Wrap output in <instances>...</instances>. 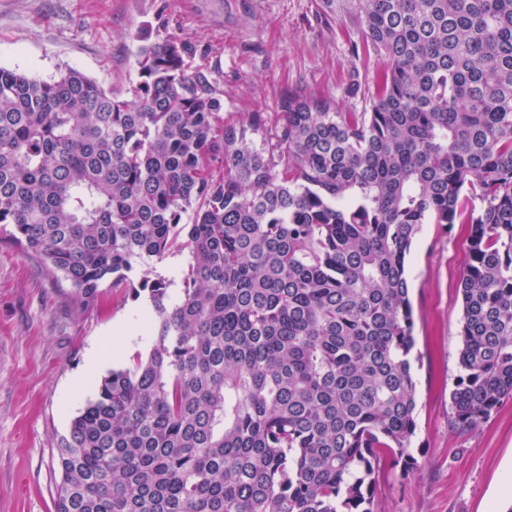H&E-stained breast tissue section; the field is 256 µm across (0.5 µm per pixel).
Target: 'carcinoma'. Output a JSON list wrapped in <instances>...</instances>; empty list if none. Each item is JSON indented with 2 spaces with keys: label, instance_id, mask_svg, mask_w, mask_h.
I'll use <instances>...</instances> for the list:
<instances>
[{
  "label": "carcinoma",
  "instance_id": "1",
  "mask_svg": "<svg viewBox=\"0 0 512 512\" xmlns=\"http://www.w3.org/2000/svg\"><path fill=\"white\" fill-rule=\"evenodd\" d=\"M356 15L352 54L384 62L361 112L287 91L227 119L221 74L175 36L141 37L128 98L0 67V224L84 306L107 282L154 308L148 355L60 439L55 512H374L381 466L416 465L424 224H472L454 425L512 396V0ZM174 248L177 301L129 281Z\"/></svg>",
  "mask_w": 512,
  "mask_h": 512
}]
</instances>
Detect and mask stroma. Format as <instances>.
Wrapping results in <instances>:
<instances>
[{
    "mask_svg": "<svg viewBox=\"0 0 512 512\" xmlns=\"http://www.w3.org/2000/svg\"><path fill=\"white\" fill-rule=\"evenodd\" d=\"M355 0H0V67L50 80L75 69L118 97L137 79L138 35L177 36L217 67L224 112H276L283 91L363 111L382 68L351 53ZM357 80L361 91L346 87ZM0 224V512H55L56 448L95 383L153 343L148 292L109 285L96 306L15 246ZM463 224L423 225L408 269L415 305L416 468L385 463L375 512H507L512 507V397L476 427L452 423L470 257ZM190 255L136 258L132 280L162 276L179 297Z\"/></svg>",
    "mask_w": 512,
    "mask_h": 512,
    "instance_id": "35a3bbf8",
    "label": "stroma"
}]
</instances>
